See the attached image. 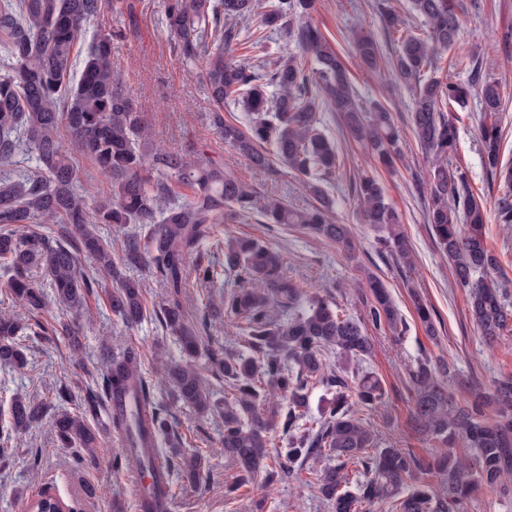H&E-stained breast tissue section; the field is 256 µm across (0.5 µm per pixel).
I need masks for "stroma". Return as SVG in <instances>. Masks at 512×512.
Wrapping results in <instances>:
<instances>
[{"instance_id":"35a3bbf8","label":"stroma","mask_w":512,"mask_h":512,"mask_svg":"<svg viewBox=\"0 0 512 512\" xmlns=\"http://www.w3.org/2000/svg\"><path fill=\"white\" fill-rule=\"evenodd\" d=\"M376 3L377 0H315L310 14L312 23L342 55L361 102L368 106L382 104L402 136L403 158L390 169L354 141L338 113H320L326 133L336 143L338 156L336 178L326 190L335 202L336 221L351 227L354 254L297 227L263 223L257 215L224 225L223 234L264 242L280 254L293 280L330 298L347 315L358 319L364 318L371 299L367 276L375 275L384 282L407 323V332L399 338L388 329L365 325L374 348L361 367L377 376L384 397L376 409L362 406L358 414L376 431L380 442L413 449L428 459L437 444L412 429L408 366L421 356L441 357L457 373L488 388L495 380L512 376V332L492 347L479 336L469 316L467 296L455 287L448 258L438 249L425 220L428 172L433 158L422 152L414 139L410 93L387 69H363L353 51L349 36L360 27L376 38L384 56H393L396 51L394 35ZM109 30L123 33L112 51V67L121 91L143 113L154 148L173 153L200 149L205 156L236 172L257 196H280L294 207H308L311 199L292 170L282 166L273 176L253 171L243 157L225 144L212 123L213 112L222 110L225 121L237 125L245 124L246 114L230 102L217 107L202 76L201 63L186 62L173 51L162 0H114L89 24L84 41L76 47L78 54H85L89 40L97 33ZM461 41L465 49L487 61V75L500 83L504 102L503 151L511 158L512 0H479L478 9L469 11L463 22ZM477 109L472 102L466 110L454 114L458 141L452 163L466 173L474 195L491 210L505 188L491 180L482 165ZM364 175L379 179L397 212L409 241L411 266L400 264L384 247L380 232L363 223L353 185ZM110 289V280L102 279L83 314L55 306L39 314L40 323L47 327L63 321L80 323L82 349L73 352L61 336L23 337L26 367L11 371L0 366V416H6L12 398L18 394L57 405V391L62 387L73 395L70 410H79L86 390L104 368V350L117 353L135 347L142 355L144 377L156 395L170 404L171 431L181 447H188L190 435L198 430L210 438L207 451L213 467L211 479L196 487L175 486L168 512H252L259 500L265 501L266 512H331L312 483L311 469L301 470L294 479L281 484L269 485L259 477L234 497H225L224 485L233 480L236 470L224 456L221 417H203L174 402L173 390L162 380L158 369L160 359L178 357L170 333L150 320L134 330L125 328L108 306L106 293ZM417 296L432 309L436 336H427L416 318L413 299ZM16 443L10 462L0 464V512H23L24 504L47 487L74 512H139L137 488L112 469V457L118 448L111 437H103L101 447L96 449L97 464L83 467L76 466L74 449L58 443L50 419H43L19 435Z\"/></svg>"}]
</instances>
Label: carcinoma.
<instances>
[{
	"label": "carcinoma",
	"instance_id": "obj_1",
	"mask_svg": "<svg viewBox=\"0 0 512 512\" xmlns=\"http://www.w3.org/2000/svg\"><path fill=\"white\" fill-rule=\"evenodd\" d=\"M107 0H0V277L8 292L28 310L40 313L51 302L83 309L102 273L115 283L109 294L112 314L134 329L147 317L143 283L127 271L144 267L166 289L153 318L175 336L180 362L165 367L177 399L201 414L219 408L223 416L224 457L238 474L226 486L235 493L265 473L268 482H286L307 463L323 459L315 488L333 512H364L365 506L389 501L391 512H464L483 487L512 498V378L486 391L464 379L469 397L458 402L449 390L448 362L422 357L408 368L411 422L440 448L425 463L409 448L377 447L376 436L356 417L354 395L368 407L382 402L381 382L367 371L352 375L327 365L336 353L348 364L371 353L360 322L340 311L330 299L310 293L288 276L279 258L253 239L211 241L218 226L260 209L269 224H296L343 246L350 244L347 225L331 217L324 184L336 177L334 143L319 129L318 112L341 114L351 135L387 167L401 157V135L391 114L381 106L365 109L358 102L345 63L331 42L310 20L313 0H165V16L173 49L187 62L200 60L203 76L218 107L237 103L248 112L240 127L213 113L214 126L257 171L277 172L281 163L294 171L316 200L298 210L269 197L258 204L249 185L202 154L183 155L149 150L150 132L133 102L112 74V48L119 34L96 35L88 45L83 68L72 80L74 49L87 24ZM475 0H414V10L429 27L428 35L412 33L399 40L390 62L397 78L412 91V131L422 151L440 163L429 172L430 199L426 222L438 248L452 261L455 287L469 297L470 316L483 340L493 345L512 332L508 281L497 276L498 261L486 242L487 210L470 190L466 173L448 167L457 151V127L449 109L480 102L479 132L484 168L491 179L512 188V160L502 154V100L498 82L483 74L482 63L469 62L471 74L461 80L440 72L439 52L457 47L462 16ZM260 15V24L250 21ZM279 32L298 44L252 65L229 57L235 45L258 49L266 33ZM353 50L369 69L379 65V43L368 33L353 36ZM66 129L78 152L107 172L108 199L92 206L84 193L60 129ZM364 223L386 231L390 251L411 264L399 218L373 176L354 187ZM495 220L512 224V194L498 199ZM20 224H55L57 238L20 232ZM99 224H131L134 231L122 258L96 233ZM212 242L224 256L216 265L199 247ZM93 267L85 270L82 258ZM42 270L48 287L36 285L32 267ZM234 288L207 300L210 310L242 320L244 344L239 348L211 343L186 314L184 290L189 282L205 288L221 277ZM366 319L376 329L403 336L407 325L385 284L372 278ZM414 307L429 336L436 333L433 315L419 297ZM37 334L32 325L0 313V365L27 364L17 337ZM205 353L212 374L224 380L231 396L224 406L211 403L195 360ZM333 393L324 418L313 422L306 407L310 391ZM140 409L123 407L130 396ZM112 405V434L126 446L112 457V468H129L151 478L140 498L141 512H165L157 474L167 484L179 479L197 486L210 475V460L198 449L179 454L180 463L147 446L169 432V405L155 397L140 370V354L127 348L112 355L105 371L89 389L84 411L65 406L54 411L53 427L65 448L76 449V463L96 462L99 430L87 415ZM49 405L15 397L8 410V430H0V459L13 434L41 420ZM473 450L469 461L454 444ZM359 467L363 479L351 483L347 465ZM432 474L437 485L423 476ZM61 512L65 503L43 495L29 510Z\"/></svg>",
	"mask_w": 512,
	"mask_h": 512
}]
</instances>
